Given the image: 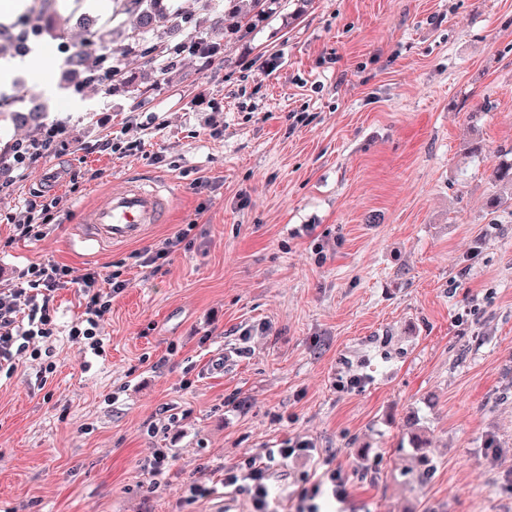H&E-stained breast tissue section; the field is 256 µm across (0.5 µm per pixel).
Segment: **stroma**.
I'll return each mask as SVG.
<instances>
[{
	"label": "stroma",
	"instance_id": "1",
	"mask_svg": "<svg viewBox=\"0 0 512 512\" xmlns=\"http://www.w3.org/2000/svg\"><path fill=\"white\" fill-rule=\"evenodd\" d=\"M112 7L58 0L63 37L0 52V68L33 66L0 85V156L35 131L12 119L19 89L64 127L58 154L0 194V215L58 199L43 237L0 222V282L47 262L72 278L55 372L23 358L0 382V512H246L179 490L302 439L348 480L322 512H512V191L491 176L512 159V0H281L225 33L220 62L183 53L135 90H75L81 16L133 25ZM110 135L145 150H86ZM154 175L168 223L133 245L79 241L113 181ZM188 224L189 247L139 267ZM120 262L131 285L100 323L104 351L83 352L75 280ZM166 410L175 422L148 433ZM157 448L173 463L156 487L141 465ZM311 480L307 461L276 466L284 512Z\"/></svg>",
	"mask_w": 512,
	"mask_h": 512
}]
</instances>
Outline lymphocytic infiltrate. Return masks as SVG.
Listing matches in <instances>:
<instances>
[{"label":"lymphocytic infiltrate","instance_id":"f902f5d3","mask_svg":"<svg viewBox=\"0 0 512 512\" xmlns=\"http://www.w3.org/2000/svg\"><path fill=\"white\" fill-rule=\"evenodd\" d=\"M58 131V126L53 125L17 140L11 148L12 169L17 179L28 177L31 162L56 153ZM27 273L26 286L0 287V374L8 376L26 355L39 362L41 374L55 370L51 341L57 333V323L51 306L55 291L64 283L69 271L56 263H33ZM128 286V280L118 271L104 276L95 271L86 273L78 286L84 300V315L70 327L71 341L93 354H100L103 341L97 334L98 322L110 311L113 297ZM318 454V449L306 440L266 449L262 455L225 468L224 490L245 498L250 512H274L276 497L271 481L276 464L291 458L312 460ZM323 494L339 501L347 497V481L340 469L323 470L310 487L302 489L297 497V512H319L315 499Z\"/></svg>","mask_w":512,"mask_h":512}]
</instances>
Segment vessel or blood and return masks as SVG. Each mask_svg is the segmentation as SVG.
<instances>
[{
	"label": "vessel or blood",
	"mask_w": 512,
	"mask_h": 512,
	"mask_svg": "<svg viewBox=\"0 0 512 512\" xmlns=\"http://www.w3.org/2000/svg\"><path fill=\"white\" fill-rule=\"evenodd\" d=\"M173 202L168 184L128 178L113 184L106 202L92 207L80 230L100 244H126L142 239L150 225L161 223Z\"/></svg>",
	"instance_id": "1"
}]
</instances>
